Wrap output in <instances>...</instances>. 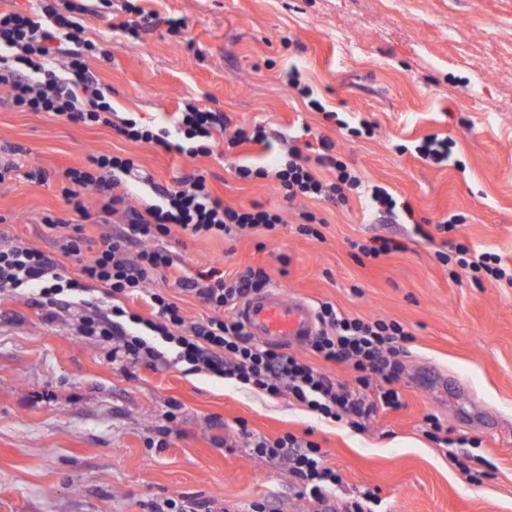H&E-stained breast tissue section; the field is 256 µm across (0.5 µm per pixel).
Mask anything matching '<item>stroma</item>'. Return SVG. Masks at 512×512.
I'll return each instance as SVG.
<instances>
[{
    "instance_id": "stroma-1",
    "label": "stroma",
    "mask_w": 512,
    "mask_h": 512,
    "mask_svg": "<svg viewBox=\"0 0 512 512\" xmlns=\"http://www.w3.org/2000/svg\"><path fill=\"white\" fill-rule=\"evenodd\" d=\"M162 20L183 17L181 33L162 23L140 44L127 43L103 10L79 15L94 44L89 70L109 92L115 112L172 125L186 98L221 111L231 128L266 124L278 132L270 147L242 144L232 160L216 140L208 156L189 157L123 140L112 128L47 112H20L0 88V156L20 171L0 182V243L36 247L61 258L68 272L89 263L103 237L123 224L99 219L97 194H84L89 218L73 213L61 194L67 168L102 151L130 154L137 165L121 188L136 208L154 189L205 175L225 205L260 204L293 220L300 201H285L271 183L238 179L233 164L260 166L286 151L285 135L324 137L364 180L386 187L414 212V224L373 223L364 203L322 206V239L292 228L233 241L193 239L173 231L164 245L172 272L153 285L174 296L189 319L212 316L183 292L177 276L212 267L234 272L252 264L272 285L312 305L401 323L412 335L398 389L404 405L378 412L365 430L332 422L238 382L148 367L112 357V346L88 335L76 308L50 309L0 293V512H155L166 498L191 512H224L272 499L277 512H315L288 479L286 460L257 459L248 436H310L326 452L347 491L378 490L384 512H512V286L454 280L435 253L440 240L415 224L457 213L449 233L472 251L494 252L512 265V0H136ZM362 46L347 54L346 45ZM299 67L324 105L310 109L283 84ZM338 113L329 121L325 112ZM373 121L357 138L344 121ZM428 136L452 137L451 161L419 159ZM40 169L44 180L29 178ZM53 214L66 233L81 230V255L60 257V233L42 222ZM393 238L401 250L357 261L350 240ZM444 370L463 394L440 401L416 386L426 365ZM437 413L452 438H465L449 460L424 434ZM247 435H240L238 425ZM478 447H469V440Z\"/></svg>"
}]
</instances>
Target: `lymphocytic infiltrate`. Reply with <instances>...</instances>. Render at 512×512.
Segmentation results:
<instances>
[{
    "label": "lymphocytic infiltrate",
    "instance_id": "obj_1",
    "mask_svg": "<svg viewBox=\"0 0 512 512\" xmlns=\"http://www.w3.org/2000/svg\"><path fill=\"white\" fill-rule=\"evenodd\" d=\"M85 7L79 0H45L39 11H0V87L10 90L13 108L23 112H52L74 122L115 126L127 141L153 144L166 152L208 155L216 136L229 123L219 111L199 101L184 102L175 117V129L154 127L136 118H115L112 103L91 74L85 58L92 44L82 40L77 16ZM316 157L289 146L267 166L240 165L243 180L274 182L286 201L305 198L335 206L350 195H365L378 217L397 222L410 213L385 188L365 187L357 171L333 153L334 145L319 139ZM132 158L108 152L90 157L86 166L69 169L62 194L77 214H85L84 191L98 194L104 213L121 216L122 233L104 238L93 261L69 275L40 250L14 243L0 244V291L27 295L37 306H78L89 333L112 344L113 358L155 367L189 365L239 383L264 395H289L321 418L364 429L377 410L403 406L397 384L409 332L397 321L348 316L329 302L318 310L320 331L309 343L323 361L347 365L350 380L338 381L311 363L282 348L259 343L249 336L236 316L238 306L269 288L270 278L260 267L247 266L233 273L214 267L199 280H181L183 290L194 293L213 314L188 321L172 296L149 285L158 273L169 270L174 259L164 247L172 229L193 238L233 240L244 232L269 233L285 225L282 212L261 205L234 209L215 198L207 179L193 175L171 189H158L155 203L144 209L129 205L119 187L131 175ZM437 260L455 265L470 278L485 275L512 286V267L492 253H472L462 243L436 251ZM104 286V297L90 296L91 284ZM144 297L149 315L128 310L127 300ZM112 298L103 307V298ZM258 459L287 458L292 483L300 497L322 506L341 499L343 512H378L377 490L365 489L341 497L343 478L324 462L321 446L287 433L276 439H252Z\"/></svg>",
    "mask_w": 512,
    "mask_h": 512
}]
</instances>
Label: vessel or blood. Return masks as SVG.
<instances>
[{"label":"vessel or blood","mask_w":512,"mask_h":512,"mask_svg":"<svg viewBox=\"0 0 512 512\" xmlns=\"http://www.w3.org/2000/svg\"><path fill=\"white\" fill-rule=\"evenodd\" d=\"M237 315L250 336L273 345L299 346L319 330L313 306L281 288L269 289L243 302Z\"/></svg>","instance_id":"obj_1"}]
</instances>
